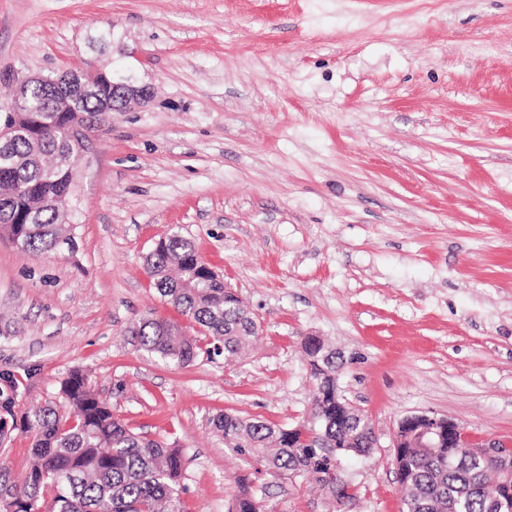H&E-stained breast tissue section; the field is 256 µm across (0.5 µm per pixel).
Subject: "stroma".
<instances>
[{
  "label": "stroma",
  "instance_id": "obj_1",
  "mask_svg": "<svg viewBox=\"0 0 512 512\" xmlns=\"http://www.w3.org/2000/svg\"><path fill=\"white\" fill-rule=\"evenodd\" d=\"M86 62L151 97L75 168L77 252L0 237V403L23 415L83 369L180 450L184 512H228L250 471L217 413L309 419L307 336L344 354L378 446L341 459L352 504L262 476L268 512H400L410 413L512 444V0H0V74ZM173 232L255 319L239 358L177 367L133 338L179 318L145 263ZM29 448L0 440L13 486Z\"/></svg>",
  "mask_w": 512,
  "mask_h": 512
}]
</instances>
